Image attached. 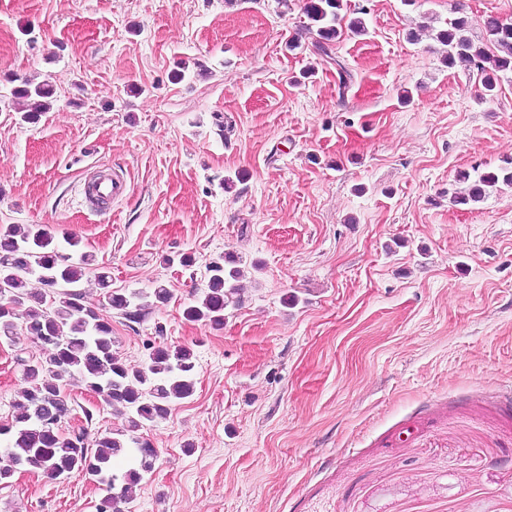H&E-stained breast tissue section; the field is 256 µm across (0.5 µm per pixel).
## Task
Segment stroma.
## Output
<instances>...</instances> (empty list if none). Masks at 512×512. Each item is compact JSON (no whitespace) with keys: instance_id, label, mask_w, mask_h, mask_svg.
Segmentation results:
<instances>
[{"instance_id":"1","label":"stroma","mask_w":512,"mask_h":512,"mask_svg":"<svg viewBox=\"0 0 512 512\" xmlns=\"http://www.w3.org/2000/svg\"><path fill=\"white\" fill-rule=\"evenodd\" d=\"M307 2L0 0V225L79 240L85 301L127 363L150 341L196 356L193 394L140 431L157 457L131 512H512V188L449 196L512 160V75L482 98L436 39L455 7L479 37L512 0H350L367 32L324 52ZM26 79L54 89L30 122ZM97 167L127 189L93 211ZM222 256L244 272L236 307L188 320ZM102 270L173 299L129 325ZM19 347L42 354L0 340L2 420ZM66 393L63 430L121 426L81 381ZM106 495L28 469L0 512ZM509 164L510 167L504 166L477 172L473 178L469 172H461L457 182L463 186L454 190L450 199L454 205L471 206L481 202L486 197L487 191L500 183L512 187V161Z\"/></svg>"}]
</instances>
